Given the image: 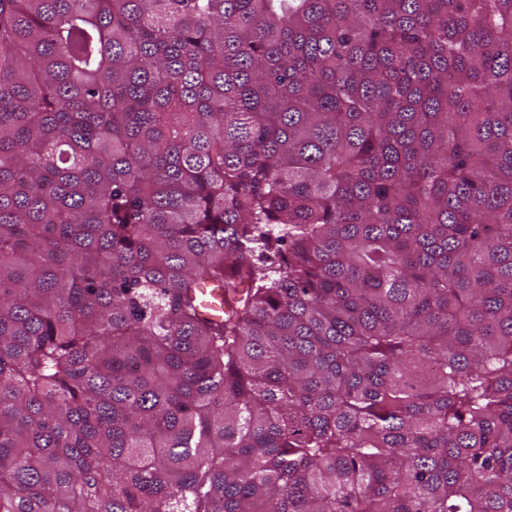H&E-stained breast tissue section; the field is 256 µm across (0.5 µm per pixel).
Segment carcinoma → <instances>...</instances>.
<instances>
[{"label":"carcinoma","instance_id":"cac0c4a2","mask_svg":"<svg viewBox=\"0 0 512 512\" xmlns=\"http://www.w3.org/2000/svg\"><path fill=\"white\" fill-rule=\"evenodd\" d=\"M0 512H512V0H0Z\"/></svg>","mask_w":512,"mask_h":512}]
</instances>
